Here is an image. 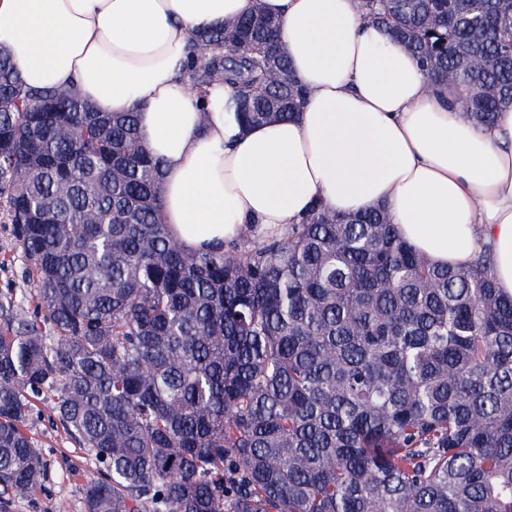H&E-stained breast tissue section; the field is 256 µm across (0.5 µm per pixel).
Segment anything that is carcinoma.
Returning a JSON list of instances; mask_svg holds the SVG:
<instances>
[{
    "mask_svg": "<svg viewBox=\"0 0 512 512\" xmlns=\"http://www.w3.org/2000/svg\"><path fill=\"white\" fill-rule=\"evenodd\" d=\"M455 88L512 108V0H360ZM204 98L245 125L305 90L276 19L195 36ZM138 113L24 86L0 50V211L37 303L0 297V512L42 480L33 399L95 459L85 512H512V295L490 256L429 263L387 211L189 251L163 222Z\"/></svg>",
    "mask_w": 512,
    "mask_h": 512,
    "instance_id": "cac0c4a2",
    "label": "carcinoma"
}]
</instances>
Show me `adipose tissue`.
Here are the masks:
<instances>
[{
    "mask_svg": "<svg viewBox=\"0 0 512 512\" xmlns=\"http://www.w3.org/2000/svg\"><path fill=\"white\" fill-rule=\"evenodd\" d=\"M263 7L308 95L297 119L241 128L233 87L198 98L192 37ZM0 49L29 87H67L139 115L163 168V220L196 250L287 232L315 203L386 206L431 263L489 253L512 293V109L465 121L405 46L364 21L357 0H0Z\"/></svg>",
    "mask_w": 512,
    "mask_h": 512,
    "instance_id": "1",
    "label": "adipose tissue"
}]
</instances>
